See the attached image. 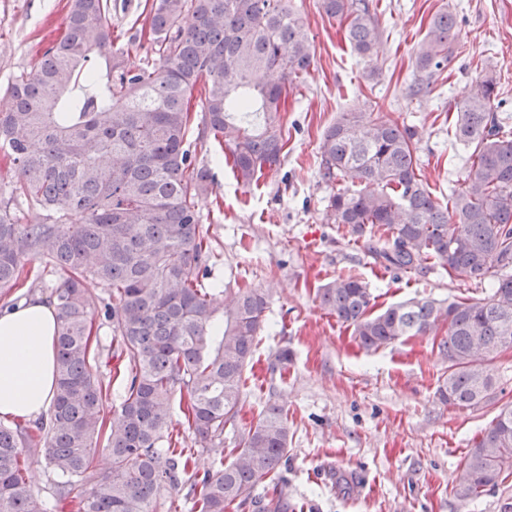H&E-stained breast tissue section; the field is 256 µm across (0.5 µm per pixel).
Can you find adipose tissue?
I'll return each mask as SVG.
<instances>
[{
  "mask_svg": "<svg viewBox=\"0 0 512 512\" xmlns=\"http://www.w3.org/2000/svg\"><path fill=\"white\" fill-rule=\"evenodd\" d=\"M57 330L56 309L37 298L0 308V419H32L51 405Z\"/></svg>",
  "mask_w": 512,
  "mask_h": 512,
  "instance_id": "adipose-tissue-1",
  "label": "adipose tissue"
}]
</instances>
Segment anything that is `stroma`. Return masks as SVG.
<instances>
[{
    "label": "stroma",
    "instance_id": "35a3bbf8",
    "mask_svg": "<svg viewBox=\"0 0 512 512\" xmlns=\"http://www.w3.org/2000/svg\"><path fill=\"white\" fill-rule=\"evenodd\" d=\"M139 2L112 0L118 42L132 67L145 58ZM292 3L308 24L315 60L304 87L286 101L280 169L245 186L220 162L218 142H191L213 176L212 193L199 203L202 230L220 255L208 282L270 296L245 373L244 408L224 430V459L234 457L236 431L275 403L288 412V460L278 480L254 488L259 503L280 500L287 512H500L512 476L471 500L457 498L454 488L474 441L499 408L512 404V349L486 364L496 382L494 404L449 405L437 393L448 362L436 341L447 325L368 352L351 326L321 309L315 293L350 272L368 283L381 308L414 297H487L433 264L420 273L384 269L348 227L328 223L332 187L319 175V143L338 113L374 107L415 131L422 176L434 201L447 205L470 154L454 138L455 105L486 74L498 80V117L512 130V0H369L381 37L366 59L351 51L344 25L322 12L320 0ZM442 9L456 15L459 39L437 81L416 92V50ZM67 14L68 0H0V106L9 103L8 84L34 68L64 31ZM284 348L291 353L287 368L269 373Z\"/></svg>",
    "mask_w": 512,
    "mask_h": 512
}]
</instances>
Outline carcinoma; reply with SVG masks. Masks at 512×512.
<instances>
[{"mask_svg": "<svg viewBox=\"0 0 512 512\" xmlns=\"http://www.w3.org/2000/svg\"><path fill=\"white\" fill-rule=\"evenodd\" d=\"M346 23V39L369 57L379 28L366 0H321ZM141 29L155 58L130 68L112 30V0H69L63 35L37 67L7 87L0 151L14 172L10 198L35 218L26 223L0 202V289L28 277L37 258L62 274L51 289L58 312L56 394L48 421L0 424V512H155L164 486L188 487L194 512H242L252 491L288 458V412L268 405L224 463V428L243 405L244 372L256 346L268 295L224 293L204 283L217 259L201 229L199 200L209 170L187 147L190 99L200 92L203 130L248 186L278 170L281 114L315 55L305 18L291 0H147ZM459 36L456 15H433L416 57L417 88L431 85ZM496 78L473 84L457 106L454 138L472 148L463 186L437 204L419 173L410 127L373 113L342 112L319 143L321 179L336 186L330 223L365 238L385 268L422 271L431 260L448 276L478 286L483 299L445 304L409 299L373 312L368 284L341 274L318 289L319 305L377 350L426 336L441 322L448 359L442 401L480 407L496 386L485 370L512 341V133L495 112ZM112 298L116 352L131 378L120 414L109 423L92 347L93 298L86 278ZM223 330L214 333L215 321ZM193 444L218 466L198 478L195 452L176 447L171 401ZM43 447L53 475L49 496L34 494L22 448ZM109 472L87 475L98 451ZM512 475V406L499 409L470 448L455 494L474 499Z\"/></svg>", "mask_w": 512, "mask_h": 512, "instance_id": "1", "label": "carcinoma"}]
</instances>
